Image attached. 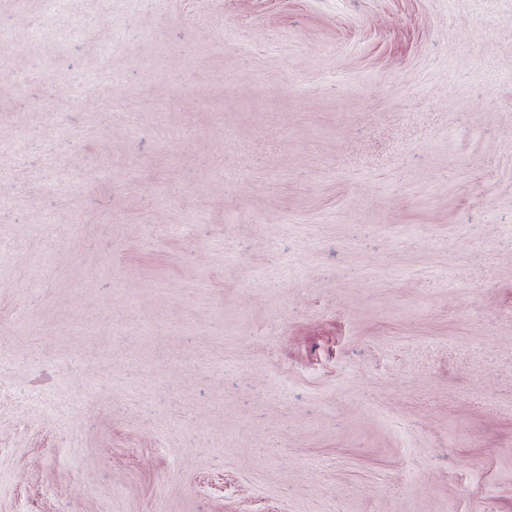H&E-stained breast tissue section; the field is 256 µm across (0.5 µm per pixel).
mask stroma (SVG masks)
I'll return each instance as SVG.
<instances>
[{
	"mask_svg": "<svg viewBox=\"0 0 512 512\" xmlns=\"http://www.w3.org/2000/svg\"><path fill=\"white\" fill-rule=\"evenodd\" d=\"M0 512H512V0H0Z\"/></svg>",
	"mask_w": 512,
	"mask_h": 512,
	"instance_id": "obj_1",
	"label": "stroma"
}]
</instances>
